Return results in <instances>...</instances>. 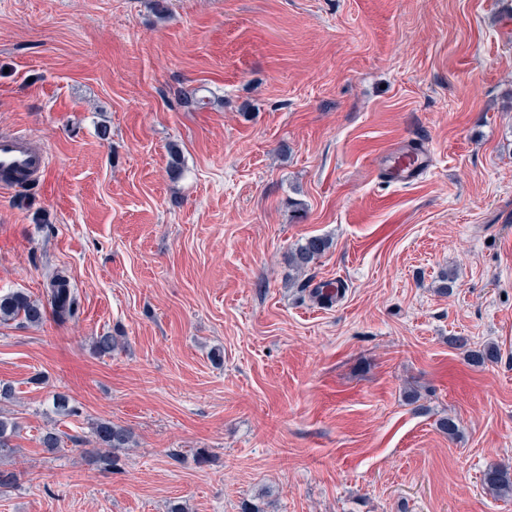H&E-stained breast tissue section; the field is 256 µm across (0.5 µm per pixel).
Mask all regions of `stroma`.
Returning a JSON list of instances; mask_svg holds the SVG:
<instances>
[{
    "instance_id": "1",
    "label": "stroma",
    "mask_w": 512,
    "mask_h": 512,
    "mask_svg": "<svg viewBox=\"0 0 512 512\" xmlns=\"http://www.w3.org/2000/svg\"><path fill=\"white\" fill-rule=\"evenodd\" d=\"M11 128L52 165L0 192V294L59 272L79 308L0 325V512H512L481 483L512 464V0H0ZM403 148L432 165L395 184ZM331 245L332 242L327 237H308L288 254V265L297 274H301L305 272L310 265L314 264ZM18 430L19 425L17 422L0 413V462L3 459L13 457L17 452L16 446L12 444V439ZM93 435L97 447L92 451V458L95 462L105 466L114 467L116 465L117 458L113 455L114 450L130 448L133 443L132 432L128 428L112 422L97 423L93 428Z\"/></svg>"
}]
</instances>
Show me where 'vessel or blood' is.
I'll list each match as a JSON object with an SVG mask.
<instances>
[{"instance_id":"b4317fda","label":"vessel or blood","mask_w":512,"mask_h":512,"mask_svg":"<svg viewBox=\"0 0 512 512\" xmlns=\"http://www.w3.org/2000/svg\"><path fill=\"white\" fill-rule=\"evenodd\" d=\"M429 163L426 153L415 150L398 152L389 177L397 183L413 181L426 171ZM49 168L50 154L40 139L23 130L0 133L1 190L11 191L39 182Z\"/></svg>"}]
</instances>
